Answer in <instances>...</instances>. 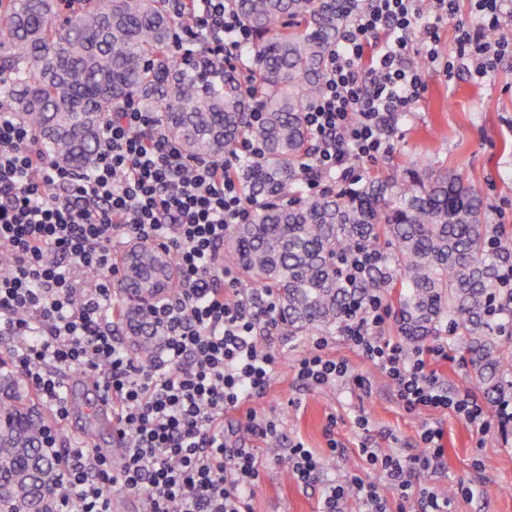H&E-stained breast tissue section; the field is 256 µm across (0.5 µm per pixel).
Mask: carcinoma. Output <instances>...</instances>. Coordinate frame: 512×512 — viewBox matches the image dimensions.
<instances>
[{
  "label": "carcinoma",
  "mask_w": 512,
  "mask_h": 512,
  "mask_svg": "<svg viewBox=\"0 0 512 512\" xmlns=\"http://www.w3.org/2000/svg\"><path fill=\"white\" fill-rule=\"evenodd\" d=\"M250 33L240 66L172 52L170 0H79L56 20L59 0H0L3 102L37 135L45 156L91 171L105 124L127 103L157 113L192 159H218L242 139L263 157L240 174L259 200L224 236V265L254 292L273 289L288 335L338 329L377 296L393 298L409 344L459 335L471 380L487 398L512 402V235L485 223L482 192L444 171L368 178L306 197L304 122L345 24L368 0H229ZM260 108V119L253 117ZM352 250L372 255L348 275ZM116 282L127 327L149 335L147 312L178 290L173 258L133 243ZM0 372V512H47L60 471L44 447L45 418Z\"/></svg>",
  "instance_id": "obj_1"
}]
</instances>
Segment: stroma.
Returning a JSON list of instances; mask_svg holds the SVG:
<instances>
[{"label":"stroma","instance_id":"35a3bbf8","mask_svg":"<svg viewBox=\"0 0 512 512\" xmlns=\"http://www.w3.org/2000/svg\"><path fill=\"white\" fill-rule=\"evenodd\" d=\"M447 169L482 190L487 223L512 225V53L482 78L466 69L449 81L430 77L415 112L399 122L392 152L364 165L361 174H428ZM310 340L307 334H280L270 386L250 403L275 422L272 439L245 433V410L224 417L228 445L253 449L261 466L251 512H320L321 483L303 485L289 475L290 450L298 442L325 457L329 477L339 481L359 477L375 486L390 512H418L417 501L402 500L399 491L366 463L358 447L368 439L384 453L406 457L418 452L420 430L428 423L442 428L444 451L425 483L447 497L448 512H512V434L502 435L497 407L487 406L490 427L483 432L449 410L408 412L383 370L339 337L330 341L326 353L346 360L353 375L362 379V387L304 385L295 363ZM435 369L450 391L478 395L459 337H449L448 357ZM63 382L69 415L61 430L62 444L89 437L95 449L117 448L92 388L74 374L65 375ZM361 416L367 418V427H359ZM332 441L338 446L334 453L328 447ZM465 488L470 496H462Z\"/></svg>","mask_w":512,"mask_h":512}]
</instances>
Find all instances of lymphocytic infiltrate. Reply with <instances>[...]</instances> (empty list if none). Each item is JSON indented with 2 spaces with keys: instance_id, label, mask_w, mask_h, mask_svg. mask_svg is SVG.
Listing matches in <instances>:
<instances>
[{
  "instance_id": "obj_1",
  "label": "lymphocytic infiltrate",
  "mask_w": 512,
  "mask_h": 512,
  "mask_svg": "<svg viewBox=\"0 0 512 512\" xmlns=\"http://www.w3.org/2000/svg\"><path fill=\"white\" fill-rule=\"evenodd\" d=\"M478 23L459 17L458 0H370L344 28L320 94L305 114L317 164L303 193L342 188L357 180L360 164L388 153L400 116L413 111L429 75L452 79L471 64L494 71L505 44L497 33L512 25V0H473ZM174 49L202 41L220 61L240 56L249 32L228 0H173ZM455 24V55H440L438 30ZM245 140L230 158L192 160L158 127L153 113L122 108L107 125L101 159L92 173L47 160L33 130L0 109V335L11 337L17 375L34 388L56 421L68 415L62 373L93 379L118 405L119 456L78 447L61 451L51 491L52 512H112L108 485L142 494L144 512H250L260 477L255 454L224 442V417L264 394L276 362L277 301L246 300L219 247L229 225L253 212L236 173L258 159ZM139 241L166 250L180 277L176 296L150 310L157 350L141 364L112 337L121 307L113 283L118 253ZM389 311L376 300L339 334L394 382L411 413L452 410L485 426L476 400L445 388L431 363L448 356L447 342L407 349L378 335ZM326 336L313 339L296 364L313 387L354 384L347 362L326 356ZM49 427L45 447L58 449ZM420 453L403 459L380 454L369 442L359 451L400 493H418L421 512H448L447 499L417 488L419 477L443 453V431L426 425ZM294 478L323 482L321 512H344L356 499L361 512H389L374 485L353 477L324 481V467L303 444L291 451Z\"/></svg>"
}]
</instances>
